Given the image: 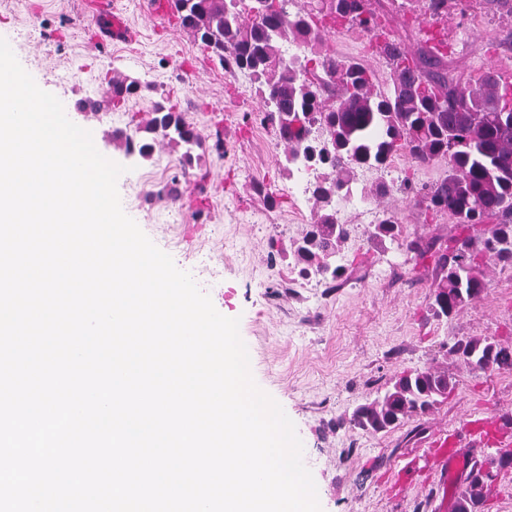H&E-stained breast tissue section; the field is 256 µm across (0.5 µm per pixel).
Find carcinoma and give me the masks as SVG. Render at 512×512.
Returning <instances> with one entry per match:
<instances>
[{
    "mask_svg": "<svg viewBox=\"0 0 512 512\" xmlns=\"http://www.w3.org/2000/svg\"><path fill=\"white\" fill-rule=\"evenodd\" d=\"M179 25L190 32L230 73L257 83L264 122L288 144V172L316 165L328 170L311 187L317 219L295 247L299 273L337 278L329 258L347 236L336 223V196L353 192L357 167L387 168L404 153L418 165L448 161V175L433 185L401 180L400 190L446 213L467 231L451 240V256L438 258L443 276L431 294L430 311L450 318L480 298L487 284L484 259L512 265V119L499 112L506 85L488 70L475 84L461 83L439 70L442 41L425 31L426 53L416 59L405 45L386 36L376 52L393 63L392 88H378L375 72L364 63L336 56L326 44L327 27L376 33L382 27L371 11L363 20L345 7L348 0H168ZM421 15L448 12V0H407ZM296 49L288 55V46ZM109 103L117 106L136 93V79L108 80ZM317 125L323 145L312 142ZM127 152L147 158L162 139L183 147L182 166H194L193 146L200 138L184 113L164 98L137 124L135 134L117 132ZM378 238L400 235L389 216L374 225ZM450 352L476 370L512 366V350L491 337L457 340ZM455 383L445 371L403 373L383 395L358 407L357 428L384 432L404 420L430 412L448 398ZM472 474L462 492L460 512L482 501L484 478Z\"/></svg>",
    "mask_w": 512,
    "mask_h": 512,
    "instance_id": "carcinoma-1",
    "label": "carcinoma"
}]
</instances>
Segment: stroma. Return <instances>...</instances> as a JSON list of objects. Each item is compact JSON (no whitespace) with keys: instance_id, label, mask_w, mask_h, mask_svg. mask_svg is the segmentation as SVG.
I'll list each match as a JSON object with an SVG mask.
<instances>
[{"instance_id":"obj_1","label":"stroma","mask_w":512,"mask_h":512,"mask_svg":"<svg viewBox=\"0 0 512 512\" xmlns=\"http://www.w3.org/2000/svg\"><path fill=\"white\" fill-rule=\"evenodd\" d=\"M370 2L390 34L419 53L415 14L392 0ZM116 4L119 16L138 28L137 43L96 44L91 34L101 21L83 12L82 0H0V38L41 89L64 99L71 120L92 121L98 151L127 168L118 180L126 214L179 269L223 240V260L202 289L220 314L239 319L252 376L293 421L322 512H458L457 494L444 487L433 446L442 433L490 416L512 436V371L471 369L450 348L470 336L512 347V266L487 262L482 297L452 317L433 316L430 296L441 270L407 245L417 240L443 247L458 228L398 185L406 177L439 182L447 163L416 166L400 154L372 178L356 176L358 188L370 192L364 207L395 217L400 236L375 237L373 225L359 223L354 206L337 200L349 234L332 263L344 268V276L318 288L289 287L293 249L315 222L317 207L297 203V179L282 165L287 145L262 124L250 78L224 71L172 14L154 17V0ZM429 26L447 34L443 64L460 81L478 80L489 69L512 71V0H452L447 16ZM328 43L390 84V70L368 36L340 29ZM124 77L138 79L141 88L117 110L108 103L106 81ZM164 97L178 103L201 137L204 184L182 169L181 148L161 144L145 160L126 154L114 136L133 131L134 120ZM82 102L97 104L95 114L80 112ZM168 183L174 198L158 197ZM258 183L268 196L255 193ZM382 183L390 193L375 195ZM414 370L448 372L455 389L431 412L390 431L353 425L358 406Z\"/></svg>"}]
</instances>
